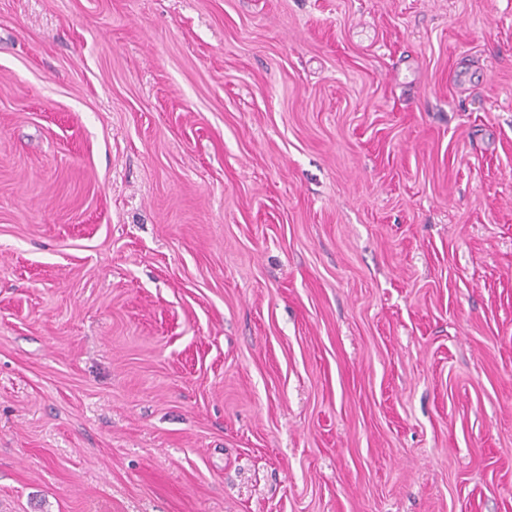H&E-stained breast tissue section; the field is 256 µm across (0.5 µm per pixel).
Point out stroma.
<instances>
[{
	"label": "stroma",
	"mask_w": 512,
	"mask_h": 512,
	"mask_svg": "<svg viewBox=\"0 0 512 512\" xmlns=\"http://www.w3.org/2000/svg\"><path fill=\"white\" fill-rule=\"evenodd\" d=\"M0 512H512V0H0Z\"/></svg>",
	"instance_id": "1"
}]
</instances>
